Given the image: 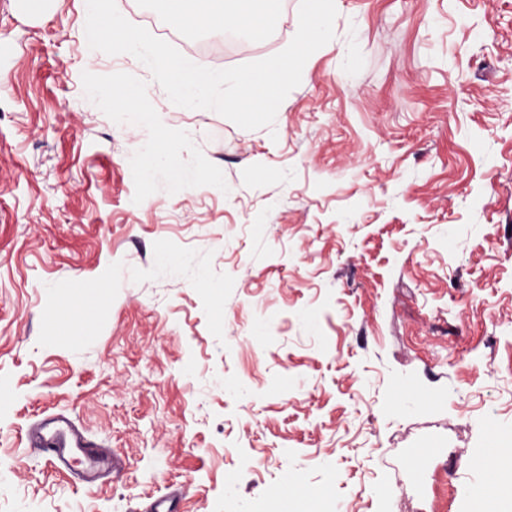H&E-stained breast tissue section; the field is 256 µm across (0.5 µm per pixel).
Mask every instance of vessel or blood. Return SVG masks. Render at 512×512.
Wrapping results in <instances>:
<instances>
[{
    "label": "vessel or blood",
    "mask_w": 512,
    "mask_h": 512,
    "mask_svg": "<svg viewBox=\"0 0 512 512\" xmlns=\"http://www.w3.org/2000/svg\"><path fill=\"white\" fill-rule=\"evenodd\" d=\"M28 441L33 447L50 453L61 462L68 461L74 453H81L87 464L85 478L89 481L119 466L108 449L96 448L87 443L76 425L64 419L54 428L46 422L33 426L28 433Z\"/></svg>",
    "instance_id": "1"
}]
</instances>
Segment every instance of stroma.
<instances>
[{
    "mask_svg": "<svg viewBox=\"0 0 512 512\" xmlns=\"http://www.w3.org/2000/svg\"><path fill=\"white\" fill-rule=\"evenodd\" d=\"M299 5L271 35L172 44L258 61ZM336 8L332 47L245 130L132 55L88 62L81 0H0V512H469L484 492L475 459L512 445V0ZM104 78L145 111H102ZM59 415L121 469L89 483L31 448ZM93 93L101 100L103 111H111L114 98L122 97L129 102L138 103L145 95V90L130 82H116L111 86L94 88Z\"/></svg>",
    "mask_w": 512,
    "mask_h": 512,
    "instance_id": "1",
    "label": "stroma"
}]
</instances>
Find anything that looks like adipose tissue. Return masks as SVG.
Here are the masks:
<instances>
[{
  "instance_id": "ef3b65f1",
  "label": "adipose tissue",
  "mask_w": 512,
  "mask_h": 512,
  "mask_svg": "<svg viewBox=\"0 0 512 512\" xmlns=\"http://www.w3.org/2000/svg\"><path fill=\"white\" fill-rule=\"evenodd\" d=\"M168 17L180 28L258 30L272 21L281 0H161Z\"/></svg>"
}]
</instances>
